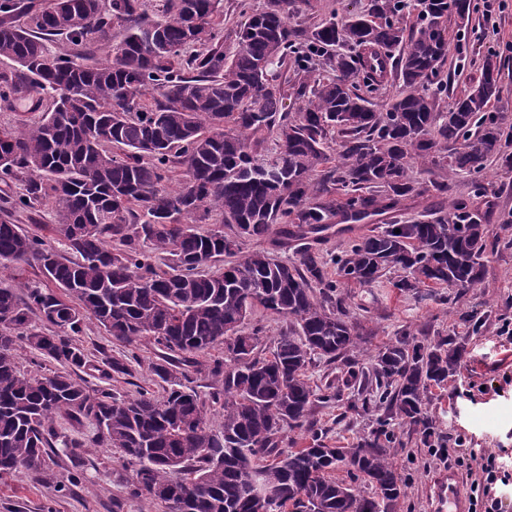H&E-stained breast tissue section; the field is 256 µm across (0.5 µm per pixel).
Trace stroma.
I'll return each mask as SVG.
<instances>
[{
    "label": "stroma",
    "instance_id": "stroma-1",
    "mask_svg": "<svg viewBox=\"0 0 512 512\" xmlns=\"http://www.w3.org/2000/svg\"><path fill=\"white\" fill-rule=\"evenodd\" d=\"M487 0H472L473 10L468 22L449 17L448 28L453 36L448 65L456 76L448 90L436 98L441 111H449L456 100L473 87L480 78L488 57H496L501 92L491 103L492 111L512 125V0H499L496 12L498 32H484V11ZM368 0H303L289 19L292 28L308 32L328 20L333 12L345 9L363 11ZM488 196L494 203L490 220L491 247L484 266L481 288L461 295L451 288L436 289L435 299L422 301L412 293L393 288L395 273H388L379 282L364 285L349 283L342 292L349 305L350 316L364 340L354 352L355 359L369 363L378 349L411 334L423 343L442 336H456L466 342L468 354L456 375L442 387L432 390L428 414L435 435L424 443L420 433L409 426L395 429L392 454L404 484V495L398 512H435L433 480L442 468L430 457L428 449L446 442L449 436L462 433L482 447L495 449L504 445L512 452V386H503V374L512 375V355L495 348L497 330L504 320H512V172L505 170L498 158L485 163ZM438 199L423 196L409 201L398 216L374 217L369 223L356 225L353 234L329 235L321 249L325 257L341 254L352 235L378 231L391 220L413 222L431 214ZM478 310L485 324L478 335H468L461 323L462 314ZM91 362L81 376L89 388L106 389L123 397L136 396L146 390L162 395L163 384L151 371L152 363L166 356V349L143 338L127 345L112 340L96 321H86L75 339ZM136 355L131 375L102 376L96 366L103 356ZM222 348L209 353L179 355L182 381L201 395H209L218 383L206 370L207 364L223 358ZM503 395H495L496 387ZM470 396H463V389ZM351 394L343 392L338 401L318 406L315 417L330 444L345 446L367 434L376 425V412L357 413L349 408ZM58 432L83 443V477L70 483L71 464L65 454L47 459L43 472L20 469L0 478V512H167L163 504L130 493L135 474L121 454L112 448L95 446L97 430L88 419L78 421L56 418Z\"/></svg>",
    "mask_w": 512,
    "mask_h": 512
}]
</instances>
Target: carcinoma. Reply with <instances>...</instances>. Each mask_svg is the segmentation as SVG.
Returning a JSON list of instances; mask_svg holds the SVG:
<instances>
[{"label":"carcinoma","mask_w":512,"mask_h":512,"mask_svg":"<svg viewBox=\"0 0 512 512\" xmlns=\"http://www.w3.org/2000/svg\"><path fill=\"white\" fill-rule=\"evenodd\" d=\"M220 2L165 0L148 22L145 0H44L37 10L0 0V57L19 67L0 73V101L26 98L40 113L0 127V182L27 177L26 193L0 208V270L35 266L59 288L34 286L22 299L0 285V476L42 469L57 443L79 460L83 443L60 437L53 421L84 416L98 429L96 443L120 449L134 467L131 494L168 512L181 502L186 512H397L391 426L430 437L431 388L457 372L466 343L387 344L321 394L306 371L312 356L336 362L362 342L337 295L342 280L372 284L402 270L393 287L419 299L430 288L478 287L491 228L473 199L486 195V159L512 171V126L489 111L500 94L497 64L487 60L478 84L439 112L434 98L451 80L448 16L465 20L470 0H369L365 11L303 36L288 24L297 0H266L240 23L229 53L213 24ZM116 24L123 37L114 45ZM58 36L74 51L53 52ZM96 45L108 48L103 62L77 63ZM317 59L334 75L298 86L305 103L290 116L280 68ZM389 71L403 91L378 112L357 83L373 93ZM151 92L161 101L148 106ZM264 130L276 133L268 154L251 149ZM333 135L336 162L325 150ZM412 162L470 173V193L452 196L431 180L424 191L441 198L432 217L363 235L331 260L314 247L336 215L357 224L405 207L418 193L407 176ZM171 163L184 169L177 188L165 185ZM45 202L55 223L35 233L14 223L15 212ZM213 210L230 233L194 228ZM275 224L282 239L274 246L298 243L293 263L243 250L246 239L270 238ZM43 230L63 249L45 246ZM258 310L288 320L265 357L256 354L262 328L243 332ZM35 312L58 332H30ZM88 318L124 344L151 338L185 354L224 345V360L210 368L222 378L211 393L222 402L221 431L209 430L206 401L167 360L150 367L166 384L160 397L96 393L73 377L87 360L72 337ZM22 337L63 370L21 371L14 345ZM105 364L131 374L125 355ZM344 388L352 410L381 412L376 429L348 448L328 444L313 420L316 405ZM286 428L311 442L284 451ZM340 468L348 479L336 477Z\"/></svg>","instance_id":"1"}]
</instances>
